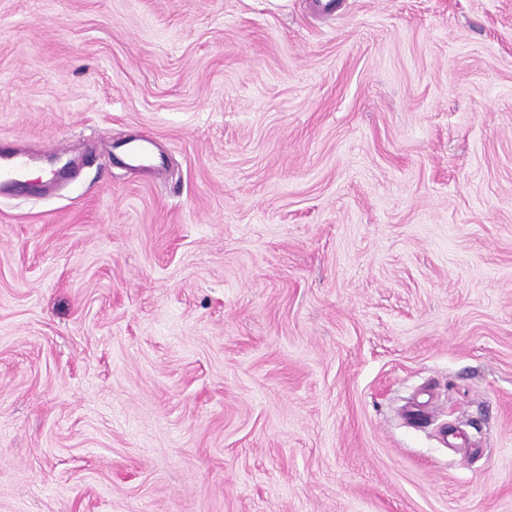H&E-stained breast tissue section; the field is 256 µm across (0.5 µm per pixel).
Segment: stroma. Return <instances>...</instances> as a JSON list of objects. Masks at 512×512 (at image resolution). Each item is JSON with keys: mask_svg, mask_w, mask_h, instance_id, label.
Here are the masks:
<instances>
[{"mask_svg": "<svg viewBox=\"0 0 512 512\" xmlns=\"http://www.w3.org/2000/svg\"><path fill=\"white\" fill-rule=\"evenodd\" d=\"M320 3L0 0V512H512V0ZM25 168V160L18 152L4 144L0 146V181L8 180L17 186L25 184Z\"/></svg>", "mask_w": 512, "mask_h": 512, "instance_id": "35a3bbf8", "label": "stroma"}]
</instances>
